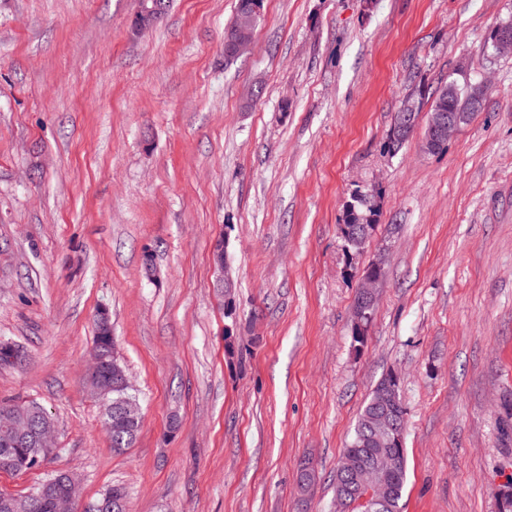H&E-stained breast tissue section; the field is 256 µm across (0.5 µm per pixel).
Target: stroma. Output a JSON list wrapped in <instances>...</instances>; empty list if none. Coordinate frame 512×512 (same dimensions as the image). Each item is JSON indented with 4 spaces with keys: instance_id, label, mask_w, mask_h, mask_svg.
<instances>
[{
    "instance_id": "1",
    "label": "stroma",
    "mask_w": 512,
    "mask_h": 512,
    "mask_svg": "<svg viewBox=\"0 0 512 512\" xmlns=\"http://www.w3.org/2000/svg\"><path fill=\"white\" fill-rule=\"evenodd\" d=\"M0 0V403L52 413L56 471L129 512H336L333 476L378 379L406 407L403 512H505L512 494V0ZM470 74L483 106L445 151L385 143L400 100ZM375 189L361 252L339 226ZM222 239L236 279L216 286ZM385 256L364 345L351 316ZM155 274L147 276L145 257ZM142 423L114 452L86 386L99 308ZM236 332L234 356L224 327ZM318 478L299 492L297 468ZM251 2V0H236L235 13L246 14ZM235 13L225 26V49L230 57H237L248 50L255 34L253 30L247 27L244 20L238 18ZM112 494V497L116 496L120 499V504L112 505V497L104 494ZM104 495V496H103ZM103 496V497H102ZM101 499H99L96 503H94L88 510L89 512H106L107 509H112V512H128L127 505V493L125 489L120 485H112V487L107 488L102 494Z\"/></svg>"
}]
</instances>
